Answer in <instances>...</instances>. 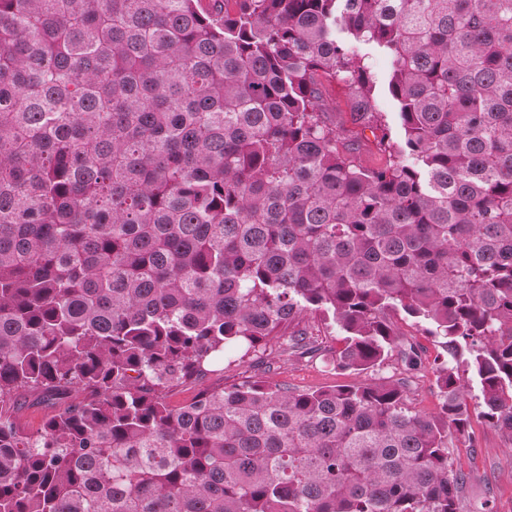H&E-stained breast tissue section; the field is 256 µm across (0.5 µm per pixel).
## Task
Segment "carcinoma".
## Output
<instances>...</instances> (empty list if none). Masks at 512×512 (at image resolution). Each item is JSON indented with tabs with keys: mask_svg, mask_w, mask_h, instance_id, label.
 I'll use <instances>...</instances> for the list:
<instances>
[{
	"mask_svg": "<svg viewBox=\"0 0 512 512\" xmlns=\"http://www.w3.org/2000/svg\"><path fill=\"white\" fill-rule=\"evenodd\" d=\"M395 311L448 353L435 412L406 376L165 400L229 348L321 354L304 313L326 364L415 370ZM468 372L512 446V0H0V512H459ZM360 51L368 57L370 66L378 82V106L385 115L388 127L394 141H400L402 131L397 115L398 106L384 91V83L390 74V59L383 52L370 45H360ZM325 118L328 122L341 125L347 140L361 142V161L364 166L374 168L385 163L386 156L375 146L369 130L362 134L361 127L355 122L348 106V92L341 81L324 82ZM303 328H307L309 331H313V333L317 335L315 337L317 338L318 342L322 348L325 349L336 346L339 336H343L338 326L334 324H324L323 322L313 320L307 316L294 321L288 328V332ZM29 403L21 413V421L24 428L29 432H35L41 427L45 418L53 413V407L44 402L35 401L32 398L29 399Z\"/></svg>",
	"mask_w": 512,
	"mask_h": 512,
	"instance_id": "obj_1",
	"label": "carcinoma"
}]
</instances>
